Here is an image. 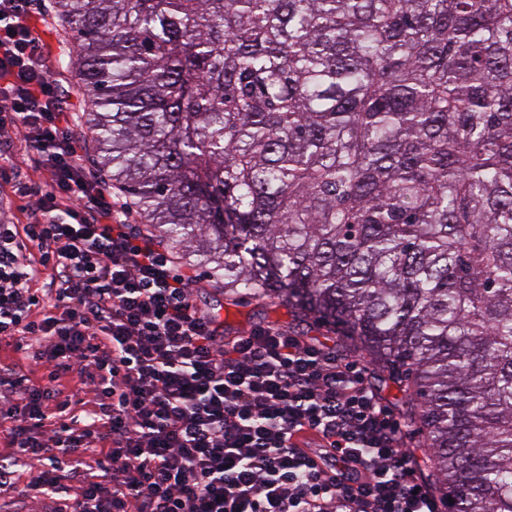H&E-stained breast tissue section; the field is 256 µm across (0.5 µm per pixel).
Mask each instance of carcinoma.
Here are the masks:
<instances>
[{
	"label": "carcinoma",
	"instance_id": "obj_1",
	"mask_svg": "<svg viewBox=\"0 0 512 512\" xmlns=\"http://www.w3.org/2000/svg\"><path fill=\"white\" fill-rule=\"evenodd\" d=\"M92 162L225 299L367 355L455 512H512V0H54Z\"/></svg>",
	"mask_w": 512,
	"mask_h": 512
}]
</instances>
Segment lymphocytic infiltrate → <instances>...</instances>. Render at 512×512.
I'll return each mask as SVG.
<instances>
[{"instance_id":"lymphocytic-infiltrate-1","label":"lymphocytic infiltrate","mask_w":512,"mask_h":512,"mask_svg":"<svg viewBox=\"0 0 512 512\" xmlns=\"http://www.w3.org/2000/svg\"><path fill=\"white\" fill-rule=\"evenodd\" d=\"M54 73L29 0H0V130L49 185L30 223L0 218V342L30 353L28 373L0 364V495L52 512H447L369 363L273 324L225 336L197 277L85 175ZM74 374L87 398H64Z\"/></svg>"}]
</instances>
